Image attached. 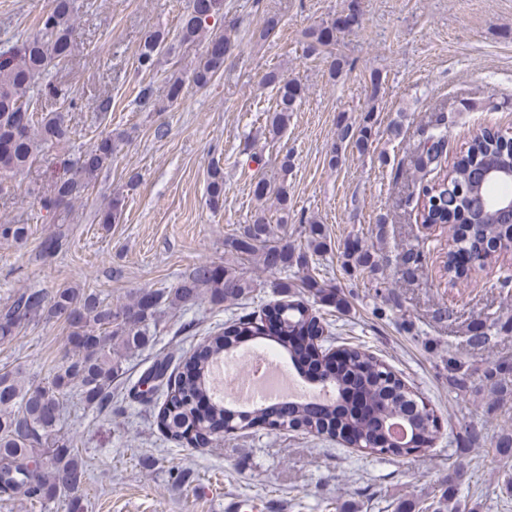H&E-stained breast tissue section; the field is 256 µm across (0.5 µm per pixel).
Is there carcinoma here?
<instances>
[{
    "label": "carcinoma",
    "instance_id": "1",
    "mask_svg": "<svg viewBox=\"0 0 512 512\" xmlns=\"http://www.w3.org/2000/svg\"><path fill=\"white\" fill-rule=\"evenodd\" d=\"M76 0H50V8L39 20L40 34L7 48L0 47V190L3 184L29 171L40 162L50 145L64 146L74 134L61 113L38 109L31 91L54 60L72 53V31ZM224 19V0H190L182 14L178 34L183 43L202 41L203 59L192 69L175 71L167 77V99L182 97L186 84L207 87L224 68L236 43L231 30L214 25ZM356 23V9L331 22L315 27L308 52L316 55L336 44L339 35ZM167 35L161 30L147 33L137 53V69L152 72L160 58L171 53ZM263 83L275 90V105L269 115L273 135L288 124V113L296 110L306 87L287 78L277 69L267 71ZM373 115L366 111L358 128L339 127L340 141L349 140L359 153L367 150L372 138ZM506 135L483 131L469 144L462 159L447 175L431 184L427 175L441 167L445 133L432 134L425 155L413 163V181L422 187L427 209L420 214L423 224H453L448 240V255L469 254V260L485 261L489 244L512 230L499 213L486 208L483 198L487 186L480 175L490 166L512 167V146ZM123 134L102 132L75 158L59 160L58 169L49 174L40 194L41 209L47 214L71 215L77 202L88 194L102 171L112 166V156ZM450 185H445V181ZM257 199L270 197L278 210L288 213V189L276 188L264 181L256 183ZM125 197L120 192L100 208L101 224L119 222ZM224 202V171L217 163L209 173V204ZM308 250L302 251L275 233L265 211L258 212L250 224L225 240L235 251L239 267L199 264L169 289L142 290L127 303L112 307L94 291L62 287L48 293L27 288L0 308V339L15 335L34 319L56 320L66 329L62 364L45 383L34 384L20 369L0 370V493L20 497L31 504L57 496L68 498L67 512H82L77 492L85 485L87 469L73 440L58 428L72 390L79 391L82 403L90 408L112 407L113 383L124 374V356L148 347L160 319L162 306L187 307L206 296L216 305L232 303L250 293L242 265L259 264L270 271L297 269L296 280L286 278L272 285L279 300L266 308L255 321L242 316L220 332L203 337L195 352L171 367L170 359H156L140 378L144 396L161 392L163 407L158 415L165 434L178 442L195 447L220 441L218 434L237 426L241 429L262 421L272 429L302 430L313 436L339 438L361 444L372 454L403 457L431 443L438 430V418L425 400L414 393L395 372L376 357L351 345H339L330 353L322 350L318 339L323 335L311 303L339 307L344 299L333 284L312 275L309 253L324 246L322 229L313 218L305 220ZM29 225L0 222V240L17 245L27 243ZM65 234L58 230L42 239L38 257L47 259L62 251ZM348 273L371 277L381 269L382 257L368 247L348 243L343 250ZM302 289L308 300L294 298V289ZM277 336V344L290 358L299 362L305 350L295 342L298 336L310 337V353L324 380L338 389L336 401L295 404L288 414L269 417L267 409L243 415H226L224 400L212 398L210 365L231 352L237 344L252 336ZM512 363L496 362L482 377L495 393L508 391L507 378ZM472 374L454 358H448V383L464 390ZM399 420L410 430L403 444L391 445L386 439V421ZM49 459L50 466L43 465Z\"/></svg>",
    "mask_w": 512,
    "mask_h": 512
}]
</instances>
